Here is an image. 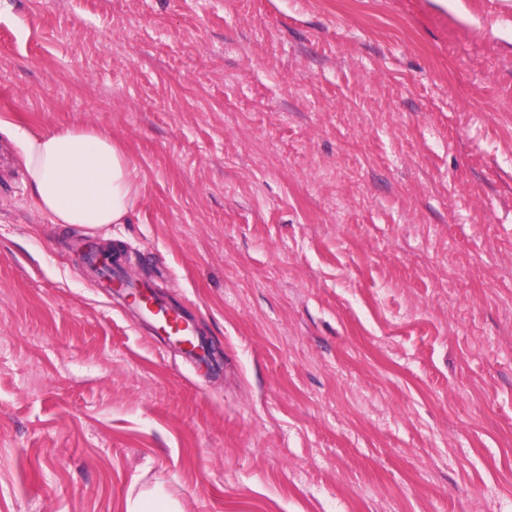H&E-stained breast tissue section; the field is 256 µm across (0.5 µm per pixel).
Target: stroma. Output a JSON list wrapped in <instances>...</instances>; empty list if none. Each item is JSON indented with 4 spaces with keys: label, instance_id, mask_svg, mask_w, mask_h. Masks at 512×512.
I'll return each instance as SVG.
<instances>
[{
    "label": "stroma",
    "instance_id": "stroma-1",
    "mask_svg": "<svg viewBox=\"0 0 512 512\" xmlns=\"http://www.w3.org/2000/svg\"><path fill=\"white\" fill-rule=\"evenodd\" d=\"M0 120L139 185L53 223L0 134V512H512V0H0ZM185 315L191 325L192 336L172 338V336L165 335L164 338L180 352L192 358L200 368L209 372L213 369L215 361L224 358V352L217 344L203 336L194 318L186 313ZM176 501L156 490L130 493L124 504V512H179Z\"/></svg>",
    "mask_w": 512,
    "mask_h": 512
}]
</instances>
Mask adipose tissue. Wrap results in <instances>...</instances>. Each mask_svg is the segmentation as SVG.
Segmentation results:
<instances>
[{"instance_id":"obj_1","label":"adipose tissue","mask_w":512,"mask_h":512,"mask_svg":"<svg viewBox=\"0 0 512 512\" xmlns=\"http://www.w3.org/2000/svg\"><path fill=\"white\" fill-rule=\"evenodd\" d=\"M14 138L33 196L57 224H122L138 194L135 169L111 137L92 129L54 126L32 134L0 122Z\"/></svg>"}]
</instances>
